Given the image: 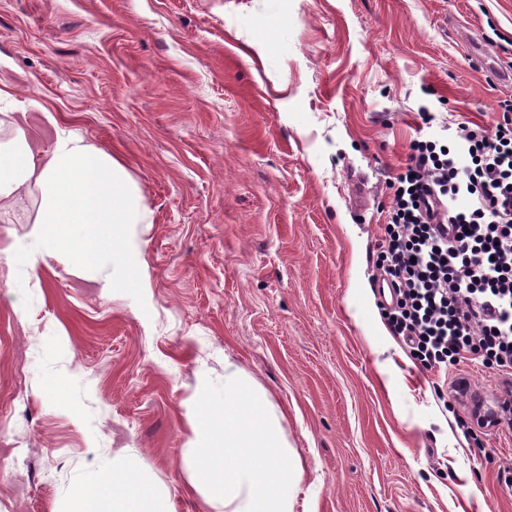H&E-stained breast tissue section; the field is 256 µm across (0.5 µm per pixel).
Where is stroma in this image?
<instances>
[{
    "label": "stroma",
    "mask_w": 512,
    "mask_h": 512,
    "mask_svg": "<svg viewBox=\"0 0 512 512\" xmlns=\"http://www.w3.org/2000/svg\"><path fill=\"white\" fill-rule=\"evenodd\" d=\"M507 62L512 0H0V110L110 153L151 212L139 288L0 261V430L34 436L0 447V512H58L124 448L206 512L189 404L228 358L281 412L306 512H512V427L440 393L498 376L414 359L376 268L410 143L502 119Z\"/></svg>",
    "instance_id": "obj_1"
}]
</instances>
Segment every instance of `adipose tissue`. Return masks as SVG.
<instances>
[{"label": "adipose tissue", "instance_id": "ef3b65f1", "mask_svg": "<svg viewBox=\"0 0 512 512\" xmlns=\"http://www.w3.org/2000/svg\"><path fill=\"white\" fill-rule=\"evenodd\" d=\"M10 136L0 148V208L20 195L36 208L28 240L7 246L9 261L35 269L67 257L75 273L102 274L104 290L140 285V245L133 233L149 215L124 166L82 137L57 132L47 149L29 138L19 113L0 119ZM189 484L210 512H294L303 470L266 392L234 362L224 390L192 401ZM66 512H175L131 449L83 474Z\"/></svg>", "mask_w": 512, "mask_h": 512}]
</instances>
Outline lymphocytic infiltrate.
I'll return each mask as SVG.
<instances>
[{
  "mask_svg": "<svg viewBox=\"0 0 512 512\" xmlns=\"http://www.w3.org/2000/svg\"><path fill=\"white\" fill-rule=\"evenodd\" d=\"M389 187L393 335L442 372L466 356L495 365L512 397V120L414 142Z\"/></svg>",
  "mask_w": 512,
  "mask_h": 512,
  "instance_id": "1",
  "label": "lymphocytic infiltrate"
}]
</instances>
